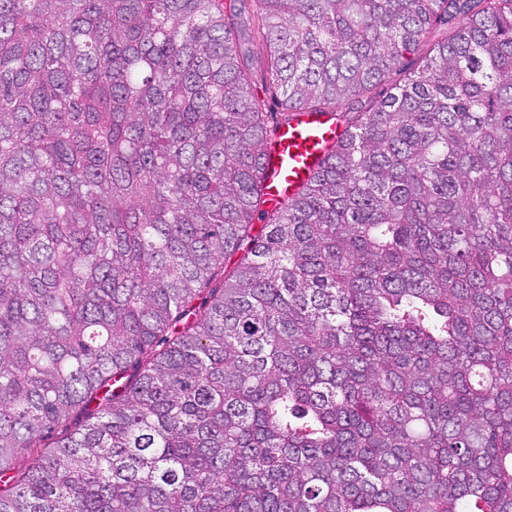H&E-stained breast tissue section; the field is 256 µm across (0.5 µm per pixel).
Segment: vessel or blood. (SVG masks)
<instances>
[{"instance_id": "obj_1", "label": "vessel or blood", "mask_w": 512, "mask_h": 512, "mask_svg": "<svg viewBox=\"0 0 512 512\" xmlns=\"http://www.w3.org/2000/svg\"><path fill=\"white\" fill-rule=\"evenodd\" d=\"M336 128L324 117H303L283 128L265 156V191L277 200L293 195L324 159Z\"/></svg>"}]
</instances>
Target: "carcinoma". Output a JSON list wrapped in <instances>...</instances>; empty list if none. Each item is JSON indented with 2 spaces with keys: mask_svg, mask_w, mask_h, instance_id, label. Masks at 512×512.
Instances as JSON below:
<instances>
[{
  "mask_svg": "<svg viewBox=\"0 0 512 512\" xmlns=\"http://www.w3.org/2000/svg\"><path fill=\"white\" fill-rule=\"evenodd\" d=\"M238 2L0 0V512H512V0ZM336 127L324 117L303 116L283 128L265 156V192L273 199L292 196L324 159Z\"/></svg>",
  "mask_w": 512,
  "mask_h": 512,
  "instance_id": "1",
  "label": "carcinoma"
}]
</instances>
